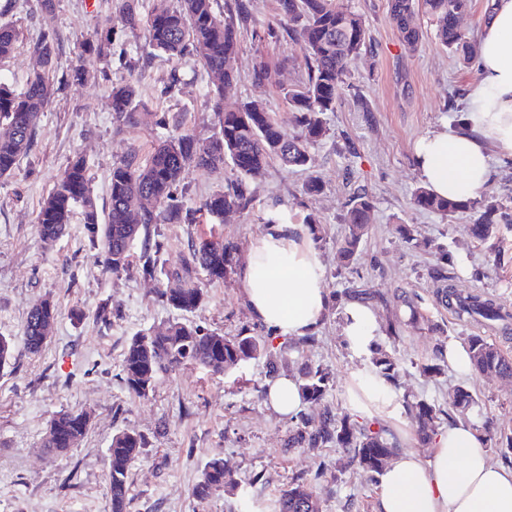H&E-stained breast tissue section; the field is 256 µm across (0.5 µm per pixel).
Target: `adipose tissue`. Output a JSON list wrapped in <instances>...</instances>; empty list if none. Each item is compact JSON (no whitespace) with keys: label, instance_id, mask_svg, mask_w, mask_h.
I'll return each mask as SVG.
<instances>
[{"label":"adipose tissue","instance_id":"1","mask_svg":"<svg viewBox=\"0 0 512 512\" xmlns=\"http://www.w3.org/2000/svg\"><path fill=\"white\" fill-rule=\"evenodd\" d=\"M476 63L480 79L456 125H442L413 148L423 185L455 201L475 198L486 187L494 155L512 158V0H493L491 17L480 28ZM237 277L254 321L280 337L310 335L327 315L323 265L306 225H266L242 258ZM380 333L370 307L345 302L342 337L353 354L370 357ZM347 393L357 415L400 418L401 402L370 371H353ZM430 449L429 459L406 450L385 468L377 512H512V467L491 462L472 425H450L433 437Z\"/></svg>","mask_w":512,"mask_h":512}]
</instances>
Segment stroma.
I'll use <instances>...</instances> for the list:
<instances>
[{
	"label": "stroma",
	"instance_id": "35a3bbf8",
	"mask_svg": "<svg viewBox=\"0 0 512 512\" xmlns=\"http://www.w3.org/2000/svg\"><path fill=\"white\" fill-rule=\"evenodd\" d=\"M20 2L9 19L22 38L14 54L0 62V78L18 93L25 89L34 64L31 47L48 25L37 0ZM336 3L363 16L367 48L352 64L335 111L323 116L327 135L310 148L308 167L291 169L270 161L249 181L252 207L228 220L158 225L163 257L168 265H177L189 239L210 233L233 240L243 253L263 232L268 217L299 224L313 216L322 227L317 249L329 294L354 286L379 291L384 300L374 310L383 323L406 316L413 307L426 317L405 327L395 345L400 362L397 395H414L444 407L450 388L467 386L475 398L469 423L480 426L491 415L503 434L512 435V379L452 370L434 380L420 375V365L430 361L437 345L462 341L476 326L438 305V285L428 276L432 255L412 247L395 231L396 225L412 224L422 237L447 246L454 286L485 291L512 312V223H499L496 242L506 261L496 267L487 245L464 229L474 212L446 219L412 205L422 185L413 145L454 118L448 104L462 102L475 84L476 65L448 54L425 18L420 21L422 43L416 51H405L387 0ZM96 14L110 16L113 30L124 40L125 65L82 52V44L93 36ZM49 25L60 39L59 72H66L77 58L85 79L62 87L28 155L11 176L0 178V336L18 343L14 358L0 369V512H112L108 448L122 430L137 431L147 441L130 469V512H245L246 504L255 501L273 505L295 480L313 488L324 512H376L378 480L350 467L316 478L319 462L335 463L339 452L331 447L287 449L290 418L275 414L259 395L270 365L294 376L302 364H319L333 380L328 406L349 413L347 384L363 362L343 343L341 306H330L315 344L284 350L275 340L269 356L226 374L214 375L187 363L159 375L148 396L139 398L126 390L121 369L129 339L141 331H161L178 317L157 296L162 279L104 272L99 251L77 218L53 245H45L38 235L37 214L75 155L86 157L97 206L104 210L109 173L128 152L147 158L155 144L175 130L201 140L211 137L216 131L207 102L211 79L195 61L174 64L151 57L145 33L126 27L119 0H57ZM284 58L288 66L272 81H254L259 60L274 63ZM233 65L237 80L225 87V97L263 102L274 118L288 120L281 90L306 75L298 45L259 43L246 31ZM173 70L181 82L173 93L163 94ZM126 80L139 81L146 90L147 111L166 114L168 125L116 129L110 87ZM312 176L323 182L322 192L314 196L304 191ZM357 188L368 191L374 208L355 261L360 273L355 279L337 274L336 241L344 233L346 203ZM42 298L56 305L59 316L47 343L32 355L20 345L23 322ZM102 303L112 310L105 324L94 317ZM75 308L85 311L83 321L72 320ZM189 319L227 336L243 330L264 333L252 321L233 276L208 287L202 306ZM71 407L88 410L92 427L64 456L52 457L40 446L48 420ZM218 451L232 464L237 487L198 501L192 487L203 464Z\"/></svg>",
	"mask_w": 512,
	"mask_h": 512
}]
</instances>
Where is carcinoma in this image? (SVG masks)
Wrapping results in <instances>:
<instances>
[{"mask_svg":"<svg viewBox=\"0 0 512 512\" xmlns=\"http://www.w3.org/2000/svg\"><path fill=\"white\" fill-rule=\"evenodd\" d=\"M273 19L252 29L259 41L288 39L300 46L306 60V77L298 85L281 88L288 104L292 132L288 125L273 118L262 104L229 103L224 88L236 81L232 61L240 49L241 30L253 23L246 0H225L224 9L215 8L217 0H156L151 12L142 15L139 0H122L121 10L128 28L146 31L149 44L158 56L169 60L186 57L195 59L214 77L208 99L217 119V132L200 141L187 133H175L154 146L146 160L135 151L126 154L112 166L109 179V209L98 213L87 166L83 157L72 158L57 181L52 193L42 203L38 215V232L46 244L59 239L75 214H80L89 233L90 242L97 246L106 271L112 274L155 277L162 275L166 288L161 291L163 302L185 315L199 309L204 289L194 285L193 274L203 271L210 283L224 281L237 262V246L231 240L213 235L189 242L178 265L166 266L162 260L163 245L151 237L154 224H194L199 217L228 218L249 209L252 196L247 179L259 173L272 158L288 168H304L309 161V147L326 136L322 115L336 109L346 86L351 63L361 55L367 29L361 14L344 10L336 0H274ZM468 0H389L390 18L399 42L413 52L422 42L424 32L416 22L423 15L430 20L435 36L448 53L465 62L474 55L475 45L458 26V17L468 8ZM19 40V31L11 23L0 24V60L12 55ZM84 49L123 60L124 44L107 22L97 21L93 39ZM35 63L28 77L26 90L15 93L0 80V177L17 168L20 159L32 146L33 137L42 115L63 83H80L84 71L73 64L66 79L57 77L58 36L46 28L33 48ZM112 120L116 127H132L155 117L164 125L167 117L144 112L140 86L135 81L112 86ZM230 165L234 178L224 187L203 196L197 207L186 208L178 197L180 176L188 166L214 172ZM413 206L422 211L452 218L464 211L478 212L472 223L465 225L475 239L489 244L494 263L503 261L493 240L497 233V218L507 217L503 205L492 196H482L467 203H457L432 195L426 188L417 190ZM371 196L360 192L349 199L343 215L344 235L336 240L338 273H354V258L369 229ZM398 234L414 247L429 251L434 263L429 277L441 285V302L458 318L478 324L484 330H494L512 319L489 295L477 291L462 292L451 284L448 272V250L419 237L416 229L401 224ZM141 242L138 259L131 248ZM58 309L51 301L41 300L30 308L24 323V348L34 354L47 341L46 329L55 323ZM422 319L415 307H410L407 321H388L383 331L390 343L401 338L403 326ZM470 367L476 375H496L512 378V358L504 354L488 337L474 332L464 338ZM268 337L241 332L226 336L192 322L176 319L160 332L138 333L127 343L122 381L129 393L144 397L153 389L156 378L179 366L196 363L213 375H221L249 360L266 354ZM372 371L392 386H397L400 365L394 354L376 347L371 359ZM448 360L445 349L438 347L427 363L420 365V374L437 378L445 373ZM304 399L321 404L328 401L332 390L329 371L321 365L304 364L297 377ZM405 408L417 426L422 442L434 432V424L449 410L423 398H404ZM473 404L470 390L455 386L449 393L450 410L463 411ZM90 415L79 409L55 414L47 425L42 447L53 455L65 453L89 432ZM482 435L491 445L502 441L512 445V437L503 436L496 420L487 418ZM145 446L143 435L123 430L113 435L109 447V493L112 512H128V475L132 463ZM288 449L336 447L342 450L347 464L366 473L378 474L395 453V443L387 430L377 422H359L347 414L325 408L318 422L300 415L288 431ZM234 484L233 466L218 451L204 464L192 494L206 501L212 495ZM276 512H323L313 490L293 482L283 490Z\"/></svg>","mask_w":512,"mask_h":512,"instance_id":"obj_1","label":"carcinoma"}]
</instances>
